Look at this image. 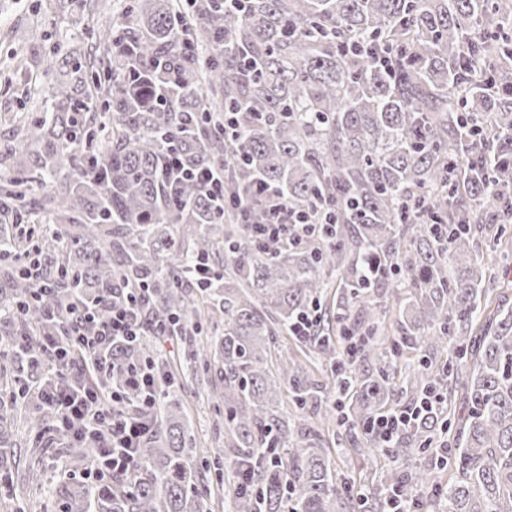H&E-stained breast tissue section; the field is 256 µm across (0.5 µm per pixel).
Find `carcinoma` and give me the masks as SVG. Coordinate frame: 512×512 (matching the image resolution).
I'll list each match as a JSON object with an SVG mask.
<instances>
[{"instance_id":"cac0c4a2","label":"carcinoma","mask_w":512,"mask_h":512,"mask_svg":"<svg viewBox=\"0 0 512 512\" xmlns=\"http://www.w3.org/2000/svg\"><path fill=\"white\" fill-rule=\"evenodd\" d=\"M102 2L58 8L99 20ZM234 2L129 0V20H109L94 43L75 47L76 30L38 54L40 116L0 153L16 172L0 179V219L72 230L0 239V473L21 461L20 431L41 433L48 414L53 378L33 336L65 343L79 306L105 321L139 290L147 328L178 322L190 365L167 369L144 336L112 347L127 364L158 360L150 434L131 475L56 484L61 512H383L387 487L411 508L434 490L445 512H512V308L479 259L512 222L503 5ZM230 111L236 143L221 130ZM173 150L192 167L227 164L226 197L262 178L296 208L333 205L331 233L260 250L237 210L163 180ZM33 183L50 185L38 203ZM399 304L387 340L382 318ZM313 307L315 336L299 342L324 381L281 348ZM221 320L224 334L205 336ZM215 370L239 479L223 504L178 393L216 392ZM94 379L104 395L126 390L119 373ZM430 391L439 410L382 447L372 424ZM338 426L357 454L385 461L364 501L340 476ZM93 445L70 450L69 475L89 471ZM420 455L429 464L411 468Z\"/></svg>"}]
</instances>
